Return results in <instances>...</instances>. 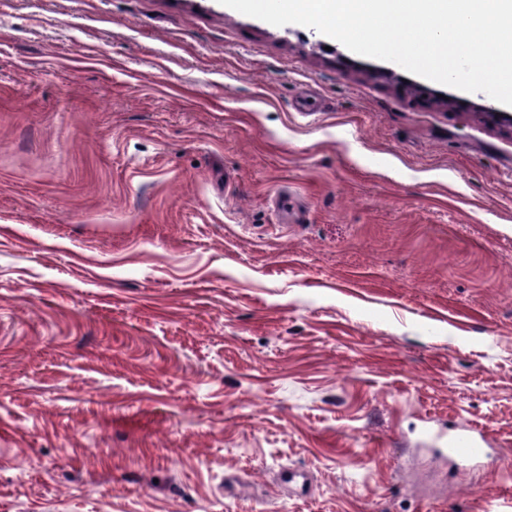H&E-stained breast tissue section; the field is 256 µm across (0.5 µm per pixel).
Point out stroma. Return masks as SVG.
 I'll use <instances>...</instances> for the list:
<instances>
[{
  "label": "stroma",
  "mask_w": 512,
  "mask_h": 512,
  "mask_svg": "<svg viewBox=\"0 0 512 512\" xmlns=\"http://www.w3.org/2000/svg\"><path fill=\"white\" fill-rule=\"evenodd\" d=\"M493 104L220 0H0V512H512ZM483 436H476L471 430L460 429L448 440V454L461 461H480L488 459L483 446Z\"/></svg>",
  "instance_id": "1"
}]
</instances>
